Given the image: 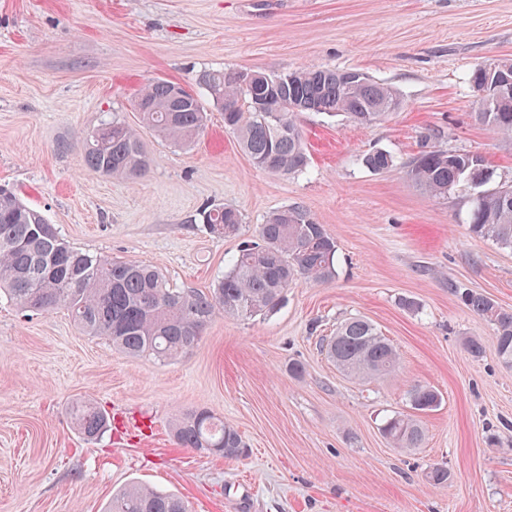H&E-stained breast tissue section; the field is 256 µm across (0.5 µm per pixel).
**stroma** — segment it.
Returning <instances> with one entry per match:
<instances>
[{"label":"stroma","mask_w":512,"mask_h":512,"mask_svg":"<svg viewBox=\"0 0 512 512\" xmlns=\"http://www.w3.org/2000/svg\"><path fill=\"white\" fill-rule=\"evenodd\" d=\"M485 60L512 61V0H0V183L70 246L207 292L281 208L303 206L336 242L331 281H296L267 316H217L169 363L83 335L67 311L1 302L0 512H103L133 483L188 512H512V365L493 323L460 299L473 291L512 310V249L470 233L469 184L436 202L405 174L428 134L512 181V140L474 119L468 77ZM300 68L360 70L402 107L369 125L303 113L306 170L256 168L199 78ZM155 79L198 95L204 137L182 148L142 130L153 163L137 180L87 168L92 129L114 117L138 126L134 99ZM376 149L392 168L363 164ZM225 206L242 215L237 236L195 219ZM355 316L396 347L395 373L355 380L321 351ZM416 386L443 400L418 416L423 447L398 448L381 426L410 413ZM78 398L110 417L96 440L73 427ZM198 408L236 429L246 454L180 446L172 423ZM435 466L450 484L427 479Z\"/></svg>","instance_id":"stroma-1"}]
</instances>
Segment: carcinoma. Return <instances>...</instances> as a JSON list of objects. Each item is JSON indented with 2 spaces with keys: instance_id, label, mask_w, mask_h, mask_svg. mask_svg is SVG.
Segmentation results:
<instances>
[{
  "instance_id": "obj_1",
  "label": "carcinoma",
  "mask_w": 512,
  "mask_h": 512,
  "mask_svg": "<svg viewBox=\"0 0 512 512\" xmlns=\"http://www.w3.org/2000/svg\"><path fill=\"white\" fill-rule=\"evenodd\" d=\"M512 74V62L476 64L472 87H490L499 73ZM274 86L244 84L239 75L221 70L201 75L199 84L224 116L253 165L284 175L303 171L308 156L299 116L316 112L343 113L361 124L382 120L402 107L391 87L371 78L346 81L337 69H299L272 76ZM140 128L161 140L187 147L205 130L198 98L181 85L156 79L138 92ZM476 120L502 138H512V89L495 95L479 109ZM85 164L112 176L137 178L150 164L139 128L119 120L103 122L86 140ZM363 162L374 171L393 166V157L376 150ZM406 174L435 199L446 198L463 181L489 179L484 159L476 154L440 149L422 140L406 164ZM202 221L216 230H240L241 214L224 207L205 211ZM472 234L512 249V184L482 192L468 213ZM336 242L323 225L300 206L272 212L259 225L256 239L245 240L217 288L205 294L176 288L159 269L135 261H114L69 246L58 228L23 203L8 185H0V294L19 310L51 312L66 309L75 326L88 336H102L132 356H152L170 362L191 352L207 325L219 314L250 318L276 312L285 290L297 279L326 283L335 277ZM464 305L495 325L499 355L512 364V311L473 292L461 294ZM329 357L340 371L358 379L394 373L400 364L395 347L362 317H350L336 328ZM441 394L427 386L410 392L412 409L437 408ZM70 415L84 439L92 441L107 428L101 408L78 403ZM383 435L400 448H419L425 438L417 420L402 414L387 419ZM175 436L185 448L214 451L237 458L245 447L240 435L210 411L199 409L182 417ZM104 512H187L175 494L133 486L112 497Z\"/></svg>"
}]
</instances>
